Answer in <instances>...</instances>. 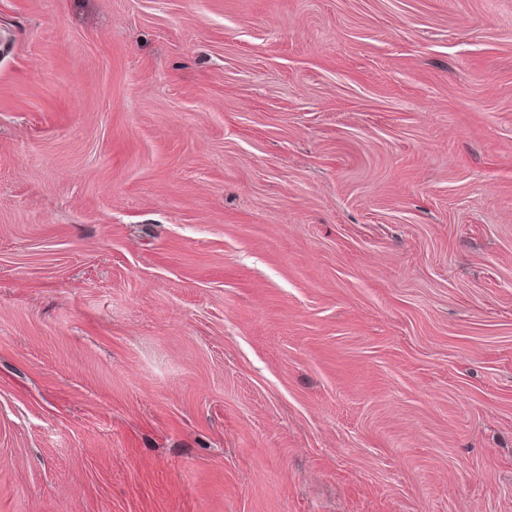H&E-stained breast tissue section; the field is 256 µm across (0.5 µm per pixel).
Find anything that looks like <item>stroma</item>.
Wrapping results in <instances>:
<instances>
[{
  "label": "stroma",
  "mask_w": 512,
  "mask_h": 512,
  "mask_svg": "<svg viewBox=\"0 0 512 512\" xmlns=\"http://www.w3.org/2000/svg\"><path fill=\"white\" fill-rule=\"evenodd\" d=\"M0 512H512V0H0Z\"/></svg>",
  "instance_id": "1"
}]
</instances>
